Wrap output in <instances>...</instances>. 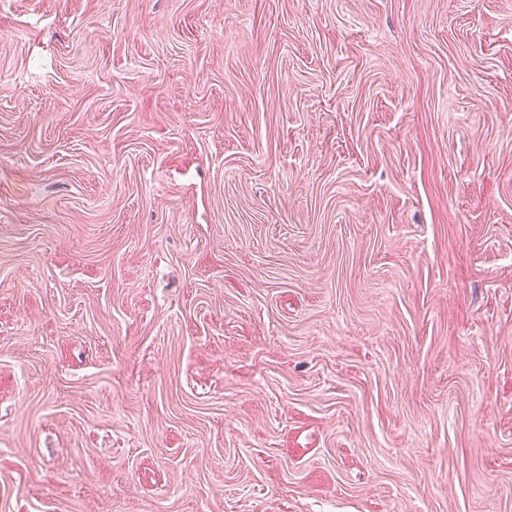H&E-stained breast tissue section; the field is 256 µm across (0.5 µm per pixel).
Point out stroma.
<instances>
[{
    "label": "stroma",
    "mask_w": 512,
    "mask_h": 512,
    "mask_svg": "<svg viewBox=\"0 0 512 512\" xmlns=\"http://www.w3.org/2000/svg\"><path fill=\"white\" fill-rule=\"evenodd\" d=\"M0 512H512V0H0Z\"/></svg>",
    "instance_id": "obj_1"
}]
</instances>
